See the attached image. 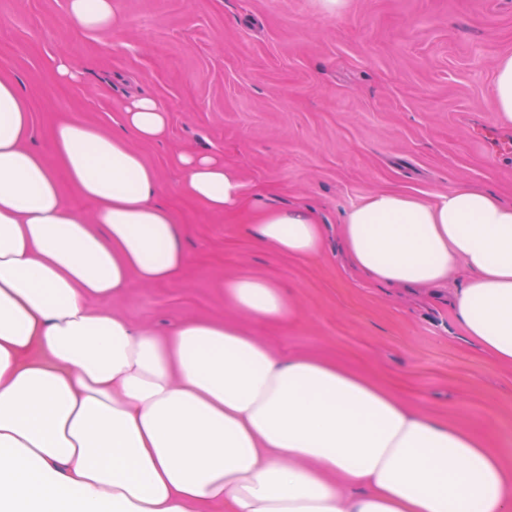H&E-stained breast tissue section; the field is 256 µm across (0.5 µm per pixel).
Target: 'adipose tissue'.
Returning <instances> with one entry per match:
<instances>
[{
  "label": "adipose tissue",
  "instance_id": "ef3b65f1",
  "mask_svg": "<svg viewBox=\"0 0 512 512\" xmlns=\"http://www.w3.org/2000/svg\"><path fill=\"white\" fill-rule=\"evenodd\" d=\"M67 18L84 31L118 23L113 0H68ZM169 122L149 96L125 104L117 133L60 120L52 167L0 77V512H512V469L486 435L411 409L373 372L274 354L232 323L187 320L161 338L92 308L134 282L174 284L189 261L134 147ZM178 164L207 211L241 204L242 182L217 157ZM65 182L91 215L65 201ZM256 223L276 254L320 247L310 212L264 209ZM342 241L381 285L438 284L464 263L453 307L512 365V205L472 185L430 200L380 191L346 214ZM222 289L259 322L293 311L268 279Z\"/></svg>",
  "mask_w": 512,
  "mask_h": 512
}]
</instances>
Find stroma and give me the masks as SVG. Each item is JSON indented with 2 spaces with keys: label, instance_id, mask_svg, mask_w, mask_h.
Instances as JSON below:
<instances>
[{
  "label": "stroma",
  "instance_id": "1",
  "mask_svg": "<svg viewBox=\"0 0 512 512\" xmlns=\"http://www.w3.org/2000/svg\"><path fill=\"white\" fill-rule=\"evenodd\" d=\"M122 23L78 31L67 0H0V76L33 117L30 145L48 163L64 117L120 128L128 99L170 114L166 137L138 144L159 174L158 200L184 229L189 262L170 286L132 283L97 308L166 334L188 319L231 320L278 354L355 371L439 420L467 421L512 467V366L490 362L451 301L456 264L435 288L384 287L348 262V211L383 190L421 198L460 183L512 203V125L491 93L512 56V0H116ZM67 56L76 83L54 68ZM213 153L245 203L212 214L183 189L177 157ZM262 207L311 209L322 246L278 255L253 235ZM279 283L294 315L260 323L232 310L223 279Z\"/></svg>",
  "mask_w": 512,
  "mask_h": 512
}]
</instances>
